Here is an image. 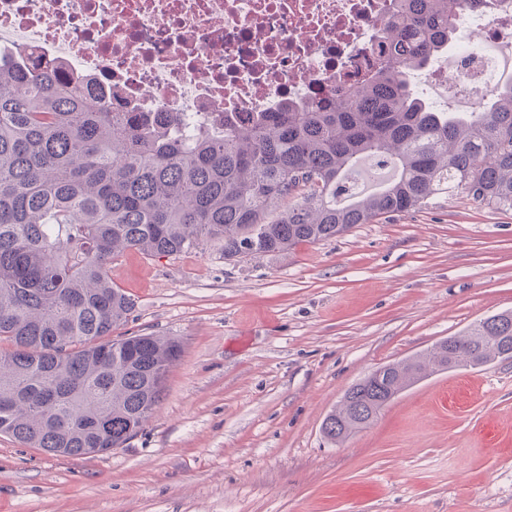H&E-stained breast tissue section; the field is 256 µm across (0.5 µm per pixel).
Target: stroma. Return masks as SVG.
I'll use <instances>...</instances> for the list:
<instances>
[{"mask_svg": "<svg viewBox=\"0 0 512 512\" xmlns=\"http://www.w3.org/2000/svg\"><path fill=\"white\" fill-rule=\"evenodd\" d=\"M113 336L183 346L143 431L93 458L0 434V512H512V359L432 374L343 443L321 425L385 364L512 311V211L440 193L285 254L129 249Z\"/></svg>", "mask_w": 512, "mask_h": 512, "instance_id": "1", "label": "stroma"}]
</instances>
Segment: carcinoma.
I'll use <instances>...</instances> for the list:
<instances>
[{
    "label": "carcinoma",
    "instance_id": "carcinoma-1",
    "mask_svg": "<svg viewBox=\"0 0 512 512\" xmlns=\"http://www.w3.org/2000/svg\"><path fill=\"white\" fill-rule=\"evenodd\" d=\"M448 0H402L375 73L342 99L224 117V133L180 136L176 119L91 98L90 78L31 53L0 57V433L46 452L123 447L160 403L179 340L111 338L136 302L112 283L122 251L150 257L216 246L224 260L285 253L461 188L512 211V85L490 106L435 111L408 75L448 48ZM363 157L397 176L344 194ZM475 326L387 364L323 421L332 441L378 417L400 389L452 358H512V319Z\"/></svg>",
    "mask_w": 512,
    "mask_h": 512
}]
</instances>
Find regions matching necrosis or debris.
Masks as SVG:
<instances>
[{"label":"necrosis or debris","mask_w":512,"mask_h":512,"mask_svg":"<svg viewBox=\"0 0 512 512\" xmlns=\"http://www.w3.org/2000/svg\"><path fill=\"white\" fill-rule=\"evenodd\" d=\"M396 0H0V53L25 49L173 115L181 133L220 132L228 113L302 106L376 68ZM447 52L412 84L437 110L501 89L512 0L455 11Z\"/></svg>","instance_id":"1"}]
</instances>
